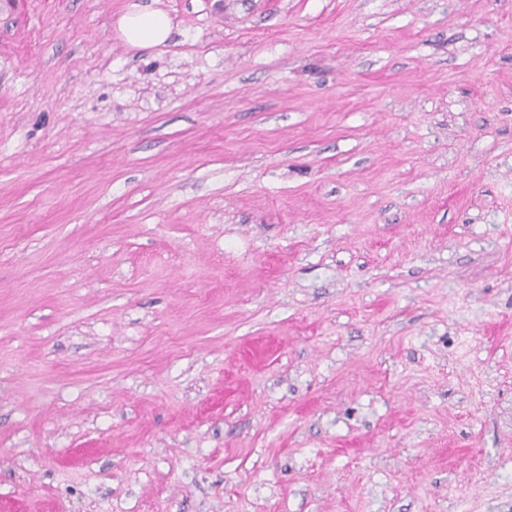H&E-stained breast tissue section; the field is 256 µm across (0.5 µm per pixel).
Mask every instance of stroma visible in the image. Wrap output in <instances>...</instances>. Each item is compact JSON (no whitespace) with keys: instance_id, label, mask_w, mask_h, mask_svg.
Here are the masks:
<instances>
[{"instance_id":"1","label":"stroma","mask_w":512,"mask_h":512,"mask_svg":"<svg viewBox=\"0 0 512 512\" xmlns=\"http://www.w3.org/2000/svg\"><path fill=\"white\" fill-rule=\"evenodd\" d=\"M0 512H512V0H0ZM118 31L131 47H148L163 44L171 31V21L166 12L133 10L118 20Z\"/></svg>"}]
</instances>
